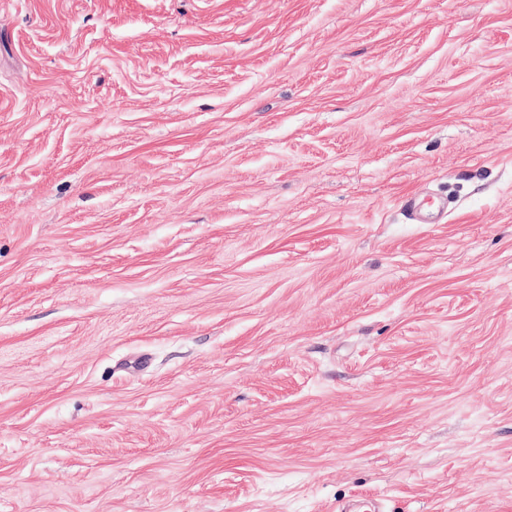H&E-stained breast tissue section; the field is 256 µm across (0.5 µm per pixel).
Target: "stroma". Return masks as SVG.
<instances>
[{
  "label": "stroma",
  "mask_w": 512,
  "mask_h": 512,
  "mask_svg": "<svg viewBox=\"0 0 512 512\" xmlns=\"http://www.w3.org/2000/svg\"><path fill=\"white\" fill-rule=\"evenodd\" d=\"M358 495L512 512V0H0V512Z\"/></svg>",
  "instance_id": "obj_1"
}]
</instances>
